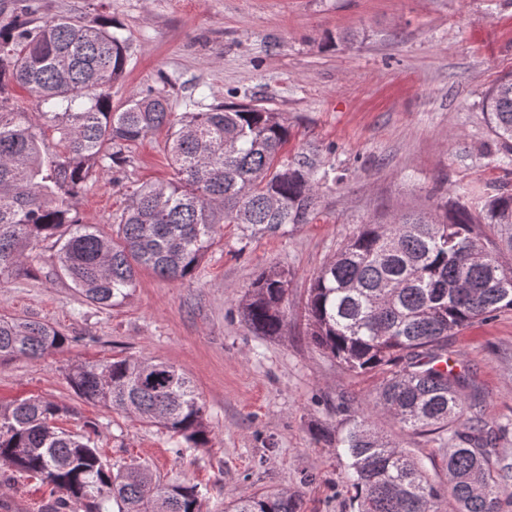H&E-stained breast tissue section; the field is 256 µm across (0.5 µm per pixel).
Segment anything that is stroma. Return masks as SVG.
Returning a JSON list of instances; mask_svg holds the SVG:
<instances>
[{
  "instance_id": "obj_1",
  "label": "stroma",
  "mask_w": 512,
  "mask_h": 512,
  "mask_svg": "<svg viewBox=\"0 0 512 512\" xmlns=\"http://www.w3.org/2000/svg\"><path fill=\"white\" fill-rule=\"evenodd\" d=\"M23 14L85 24L107 15L130 43L113 102L154 90L179 112L194 100L265 106L286 119L288 151H314L328 177L312 223L255 236L225 225L192 279L139 271L110 309L57 276L56 249L41 244L34 275L0 284V315L48 323L67 342L40 359L0 362V405L39 396L68 407L64 428L94 424L108 463L136 459L161 480L199 484L204 512L270 489L294 492L299 512H354L347 460L336 453L353 419L341 404L369 398L379 380L349 375L311 344L307 288L359 225L441 215L512 190L485 110L488 90L512 72V0H0V27ZM166 138L149 134L133 147L132 166L89 182L77 203L87 222L110 224L132 189L173 179ZM272 267L290 278L287 318L280 335L262 337L240 302ZM448 353L480 390L512 465V310L450 337ZM128 356L166 361L190 378L205 404L206 447L175 454L168 433L79 398L65 379L74 364ZM375 427L446 484L436 436L402 432L387 416ZM55 499L0 467V512H52Z\"/></svg>"
}]
</instances>
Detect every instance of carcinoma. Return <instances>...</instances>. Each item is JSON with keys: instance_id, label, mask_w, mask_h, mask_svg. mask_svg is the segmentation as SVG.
I'll return each instance as SVG.
<instances>
[{"instance_id": "obj_1", "label": "carcinoma", "mask_w": 512, "mask_h": 512, "mask_svg": "<svg viewBox=\"0 0 512 512\" xmlns=\"http://www.w3.org/2000/svg\"><path fill=\"white\" fill-rule=\"evenodd\" d=\"M127 40L112 19L57 17L0 28V283L29 273L33 249L57 246L58 272L89 303H122L137 268L192 278L223 225L251 234L308 224L320 178L315 159L284 157L288 125L253 103L175 112L148 91L112 105L126 69ZM25 89L31 110L13 90ZM494 135L512 153V73L487 94ZM165 128L175 177L146 183L109 230L86 222L77 200L93 177L132 163L131 148ZM512 192H499L453 218L403 215L362 224L311 279L307 335L352 375L379 373L371 401L358 406L336 441L347 457L356 512H501L512 467L496 466V436L479 390L455 372L448 337L512 309ZM290 280L270 268L252 282L243 319L257 336H277ZM57 328L0 316V361L42 358L65 345ZM74 393L165 430L191 448L208 443L205 408L190 379L163 361L133 357L69 368ZM68 409L31 397L0 408V463L58 494L54 512H203L198 485L164 483L138 462L114 471L88 434L57 426ZM393 416L410 434L448 437V489L433 483L406 448L385 440L373 415ZM225 512H297L284 491H261Z\"/></svg>"}]
</instances>
